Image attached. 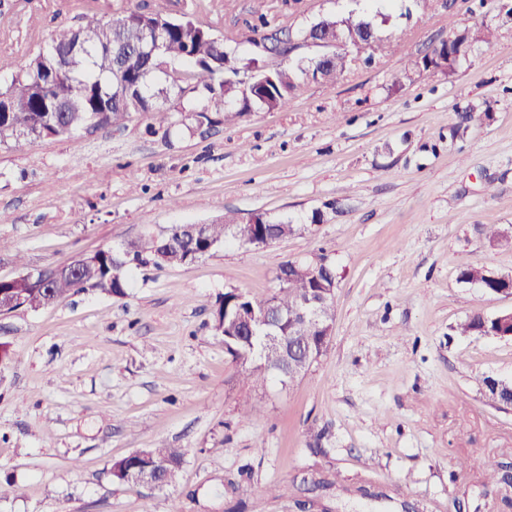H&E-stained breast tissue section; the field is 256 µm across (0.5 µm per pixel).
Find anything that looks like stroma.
I'll return each instance as SVG.
<instances>
[{
  "label": "stroma",
  "mask_w": 512,
  "mask_h": 512,
  "mask_svg": "<svg viewBox=\"0 0 512 512\" xmlns=\"http://www.w3.org/2000/svg\"><path fill=\"white\" fill-rule=\"evenodd\" d=\"M205 5L247 54L258 19L296 29L336 0ZM495 9L457 0L413 17L373 65L305 84L283 111L168 142L138 116L122 131L0 145V279L228 211L303 226L132 271L121 298L89 291L0 316L15 353L0 372V512H512V486L483 485L488 461L512 462V407L482 386L512 382V339L455 331L512 309L458 277L465 263L512 276V246L479 233L512 230V23L453 74L413 69ZM71 17L69 0H0V83ZM472 103L489 114L452 139ZM314 253L336 272L327 350L293 381L253 386L213 328L215 301L227 288L270 296L283 261ZM247 403L260 409L250 420ZM145 448L185 449L167 490L112 481L111 462Z\"/></svg>",
  "instance_id": "35a3bbf8"
}]
</instances>
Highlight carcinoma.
I'll return each mask as SVG.
<instances>
[{
	"instance_id": "obj_1",
	"label": "carcinoma",
	"mask_w": 512,
	"mask_h": 512,
	"mask_svg": "<svg viewBox=\"0 0 512 512\" xmlns=\"http://www.w3.org/2000/svg\"><path fill=\"white\" fill-rule=\"evenodd\" d=\"M337 9L329 12L297 32L280 30L266 33L264 17L252 27L254 37L249 42L266 43L268 53L281 55L291 52V40L307 36L316 39L348 37L356 32L370 37L368 53L377 57L385 52L381 29L396 17L410 19L413 12L426 13L440 5V0H336ZM87 31L91 37L82 42L71 65L64 73L57 72V50L75 44L77 34ZM469 31L450 32L448 39L424 53L417 62L429 71L443 67L455 71L467 61L465 52L472 40ZM161 38L162 52L172 64L192 77L190 92L174 85L166 75L154 68L153 41ZM255 71L254 79L244 84L238 80L241 70ZM350 69V61L342 52L327 55L314 64L298 60L277 69H266L258 58L237 56L234 40H213L210 24L193 13L179 18L160 10H121L106 15L102 10L82 6L76 22L61 26L49 43L17 67L11 80L0 86V96L14 99L20 107L11 112L0 110V144L20 146L38 139L52 138L59 131L72 135L84 126L89 117H100V125L116 130L127 127L136 115H146V133L171 135L179 121H206L210 124H234L254 111H281L305 82L313 81L332 87ZM175 98L187 102L190 109L176 119L172 110L160 104ZM59 101L69 107L67 112L54 111ZM238 219L224 215V221L205 225L203 238L192 236L185 225L176 224L159 234L132 239L117 249H100L91 262L73 278H53L45 288L16 287L23 294L21 304L32 310L47 307L48 301L58 305L70 296L85 291H97L115 297L126 295L130 271L139 268L184 265L192 262L194 253L224 245L233 236ZM272 241L290 236L301 227L288 219L271 221ZM323 255L302 260H286L279 269H288V287L277 294L285 311L296 307L307 295L321 288ZM459 279L477 283L485 291L495 293L506 286L502 280L480 267L465 264L459 269ZM266 299L247 296V302L236 300L227 292L220 294L213 310L214 328L225 337L240 374L258 385H265L277 375L279 361L263 351L264 331L246 341L236 337L233 318L240 307L259 309ZM512 330L509 325L475 315L456 326L461 335L476 333L483 336ZM184 459L180 448H148L134 456L113 462L110 471L120 483L136 481L142 471H153L165 477L167 485L175 483Z\"/></svg>"
}]
</instances>
